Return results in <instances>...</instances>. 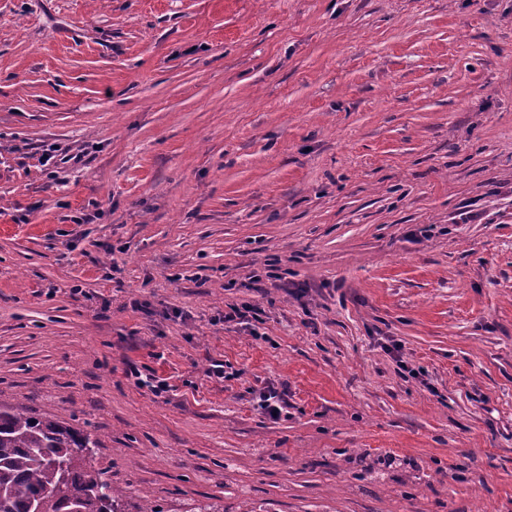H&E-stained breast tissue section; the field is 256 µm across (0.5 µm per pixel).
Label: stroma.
<instances>
[{"label":"stroma","mask_w":512,"mask_h":512,"mask_svg":"<svg viewBox=\"0 0 512 512\" xmlns=\"http://www.w3.org/2000/svg\"><path fill=\"white\" fill-rule=\"evenodd\" d=\"M19 401L125 512H512V0H0ZM261 309L250 303H243L241 306L231 305L229 311L224 310V324L236 322L237 324H250V318L260 322ZM251 393L256 395L258 408L263 414L270 416L271 418H278L281 413L280 401L282 400L281 391L273 386H267L266 388L256 391L249 390Z\"/></svg>","instance_id":"obj_1"}]
</instances>
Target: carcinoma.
Wrapping results in <instances>:
<instances>
[{"instance_id": "obj_1", "label": "carcinoma", "mask_w": 512, "mask_h": 512, "mask_svg": "<svg viewBox=\"0 0 512 512\" xmlns=\"http://www.w3.org/2000/svg\"><path fill=\"white\" fill-rule=\"evenodd\" d=\"M97 440L22 403H0V512H125L93 465Z\"/></svg>"}]
</instances>
